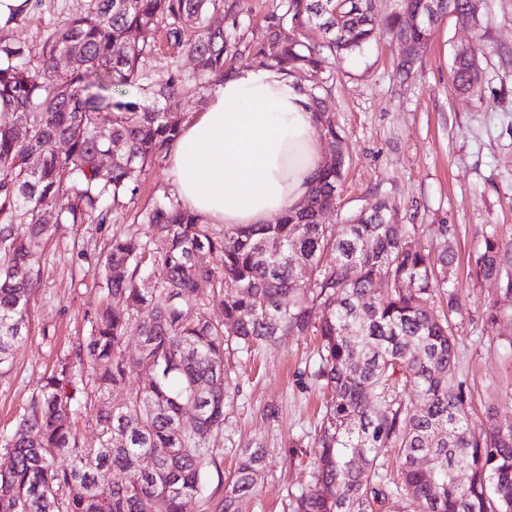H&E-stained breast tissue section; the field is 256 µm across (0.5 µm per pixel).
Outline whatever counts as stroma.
<instances>
[{"mask_svg":"<svg viewBox=\"0 0 512 512\" xmlns=\"http://www.w3.org/2000/svg\"><path fill=\"white\" fill-rule=\"evenodd\" d=\"M228 2L240 20L228 31L233 51L256 44L265 16L280 5ZM71 6L72 0H45L14 28L0 30V41L36 46ZM488 14L480 31L452 16L442 20L411 76L397 74L401 47L384 37L360 54L329 57L325 69L327 100L347 161L330 221L341 223L386 199L396 207L395 223L418 226L417 247L435 251L441 236H448L459 300L456 371L471 396L470 426L478 431L486 426L489 405L512 421V322L503 323L500 334L491 332L482 306L495 285L469 274L485 235L512 242V0H488ZM460 46L470 47L483 68L474 96L456 93L449 82ZM171 194L160 157L106 223L55 225L38 254L29 333L10 364L0 368V434L13 429L44 378L93 332L104 300L102 260L113 235L147 236L145 213ZM312 350L310 337L287 335L245 362L231 422L217 440L219 470L208 484L211 499L223 496L239 449L258 439L265 466L249 512H287L288 489L297 486L300 467L313 465L318 455L307 447L295 459L288 448L290 439L313 433L321 417L320 395L299 382ZM269 405L277 407L276 419L264 416Z\"/></svg>","mask_w":512,"mask_h":512,"instance_id":"1","label":"stroma"}]
</instances>
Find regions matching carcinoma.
<instances>
[{"instance_id": "1", "label": "carcinoma", "mask_w": 512, "mask_h": 512, "mask_svg": "<svg viewBox=\"0 0 512 512\" xmlns=\"http://www.w3.org/2000/svg\"><path fill=\"white\" fill-rule=\"evenodd\" d=\"M224 7L225 0H77L39 45L0 44V98L13 106L0 117V166L10 171L0 180V368L28 331L38 249L50 236L45 214L65 193L71 203L59 223L94 215L103 224L107 200L136 193L149 163L180 135L167 101L235 69L224 28L206 24ZM485 7L486 0H394L385 30L425 47L448 15L483 28ZM416 13L423 21L408 26ZM308 26L325 41L282 38L287 27ZM160 30L170 47L194 57L197 71L175 66L166 83L149 86L145 66ZM374 36V0H282L266 17L255 56L312 73L311 108L334 146L341 136L323 94L325 53L360 52ZM450 78L454 91L473 94L481 66L457 51ZM103 112L112 114L108 127L98 123ZM58 142L65 151L54 149ZM345 166L336 151L278 224L216 233L170 201L146 213L156 251L146 253L133 235L112 238L102 268L107 300L92 335L76 361L52 369L14 431L0 435V512H186L216 464L211 440L241 387L236 361L287 334L317 337L306 375L324 396L312 443L319 457L309 484L288 494L290 512H512V424L490 406L487 428L473 430L456 375L448 225H440L433 255L415 246L417 226L394 223L387 200L326 223ZM472 271L498 285L484 309L495 332L512 319V243L484 237ZM201 280L222 298L220 321L205 312ZM140 310L148 317L131 323ZM132 326L141 348L128 356ZM133 368L148 384L109 398ZM398 384L421 403L397 400ZM88 407L98 431L92 447L76 427ZM387 448L400 455L396 480L382 460ZM264 458L259 442L241 449L212 512H245ZM104 471L112 473L107 484Z\"/></svg>"}]
</instances>
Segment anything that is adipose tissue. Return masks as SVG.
<instances>
[{"label":"adipose tissue","instance_id":"adipose-tissue-1","mask_svg":"<svg viewBox=\"0 0 512 512\" xmlns=\"http://www.w3.org/2000/svg\"><path fill=\"white\" fill-rule=\"evenodd\" d=\"M172 190L207 224H265L299 206L322 166L307 95L276 68L240 67L167 152Z\"/></svg>","mask_w":512,"mask_h":512}]
</instances>
